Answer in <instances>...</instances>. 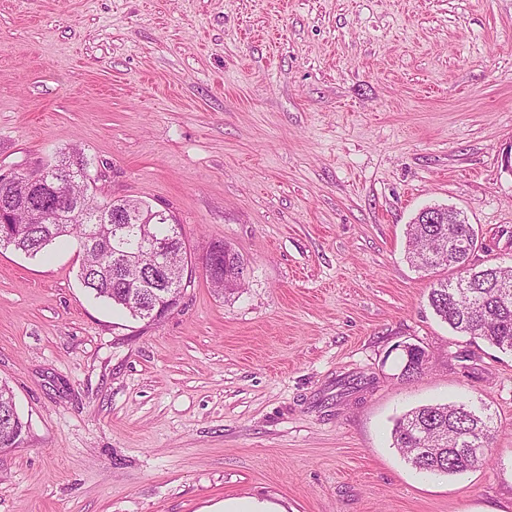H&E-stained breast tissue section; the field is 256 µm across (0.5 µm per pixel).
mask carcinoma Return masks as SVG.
Returning <instances> with one entry per match:
<instances>
[{
  "label": "carcinoma",
  "instance_id": "obj_1",
  "mask_svg": "<svg viewBox=\"0 0 512 512\" xmlns=\"http://www.w3.org/2000/svg\"><path fill=\"white\" fill-rule=\"evenodd\" d=\"M87 168L79 151L62 158L58 170L78 172ZM65 200L42 192L26 203L0 196V228L11 232L12 249L28 256L46 251L60 238L75 240L82 255L78 278L83 288L121 312L135 317L147 314L141 299L154 287L122 269L123 254L141 255L143 243L163 237V224H141L137 220L114 228L103 218L89 229L80 215L64 209ZM477 234L460 213L446 207H426L409 225L407 259L421 269L443 268L455 276L440 279L431 288L428 302L435 314L457 333L488 342L512 352V270L499 266L478 267L472 262ZM403 375L422 372L425 352L409 346L405 351ZM8 385L0 386V448L14 445L23 432ZM394 447L415 469L431 474L453 475L475 469L489 461V453L471 452V443L490 444L491 417L460 404H426L415 407L396 420L392 430Z\"/></svg>",
  "mask_w": 512,
  "mask_h": 512
}]
</instances>
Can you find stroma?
I'll use <instances>...</instances> for the list:
<instances>
[{"instance_id":"35a3bbf8","label":"stroma","mask_w":512,"mask_h":512,"mask_svg":"<svg viewBox=\"0 0 512 512\" xmlns=\"http://www.w3.org/2000/svg\"><path fill=\"white\" fill-rule=\"evenodd\" d=\"M74 148L99 199L172 213L248 278L193 272L149 326L82 288L75 246L0 248L26 424L0 512H512V353L440 321L444 270L405 255L440 205L475 263L512 265V0H0V168ZM454 401L492 415L489 462L415 470L395 419Z\"/></svg>"}]
</instances>
